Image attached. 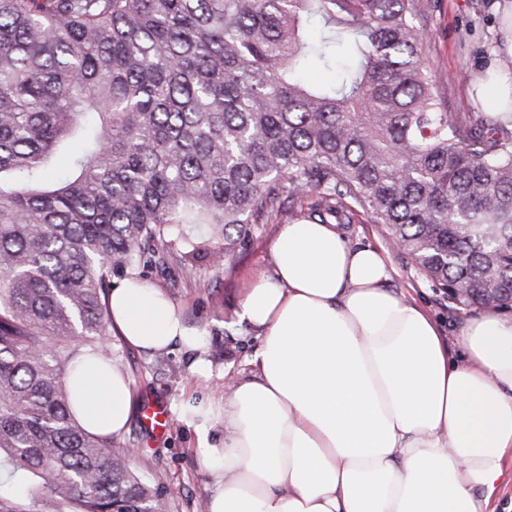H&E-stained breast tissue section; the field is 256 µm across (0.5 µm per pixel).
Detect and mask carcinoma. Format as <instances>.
<instances>
[{
  "label": "carcinoma",
  "instance_id": "obj_1",
  "mask_svg": "<svg viewBox=\"0 0 512 512\" xmlns=\"http://www.w3.org/2000/svg\"><path fill=\"white\" fill-rule=\"evenodd\" d=\"M418 2L0 0V512H169L68 377L110 358L112 278L189 265L199 225L219 265L297 201L352 203L456 306L512 308V112L448 111Z\"/></svg>",
  "mask_w": 512,
  "mask_h": 512
}]
</instances>
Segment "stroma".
<instances>
[{"instance_id":"35a3bbf8","label":"stroma","mask_w":512,"mask_h":512,"mask_svg":"<svg viewBox=\"0 0 512 512\" xmlns=\"http://www.w3.org/2000/svg\"><path fill=\"white\" fill-rule=\"evenodd\" d=\"M508 6L512 0H420L419 20L430 33L427 61L450 111H478L476 91L486 72L512 76V20L504 12ZM463 71L468 79H460ZM281 228L278 222L256 226L247 244L219 266L205 254L184 266L176 245L163 261L133 270L165 291L187 328L204 333L207 341L199 353L177 344L150 354L129 347L117 333L108 336L112 361L127 374L135 398L129 425L115 438L116 449L128 451L130 469L157 489L170 512H199L214 488L198 451L197 424L182 411L192 404H222L229 383L251 372L260 337L239 321L237 311L250 278L272 274L270 247ZM340 230L351 245L370 244L384 251L392 269L389 288L423 307L438 323L444 341L456 345L461 325L474 317V310L457 308L424 281L389 244L385 225L361 208L342 218ZM154 405L169 414L165 430L145 420L146 409Z\"/></svg>"}]
</instances>
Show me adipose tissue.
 Returning a JSON list of instances; mask_svg holds the SVG:
<instances>
[{"instance_id":"1","label":"adipose tissue","mask_w":512,"mask_h":512,"mask_svg":"<svg viewBox=\"0 0 512 512\" xmlns=\"http://www.w3.org/2000/svg\"><path fill=\"white\" fill-rule=\"evenodd\" d=\"M271 252L272 275L237 312L262 337L253 370L224 401L223 442L201 443L218 477L208 512H485L512 452V316L467 319L456 359L432 317L388 289L377 248L300 221ZM110 306L128 346H206L139 278L114 285ZM73 379L78 421L121 434L128 377L87 355Z\"/></svg>"}]
</instances>
